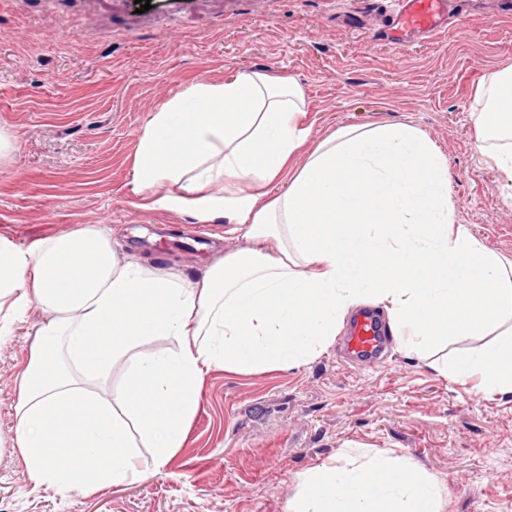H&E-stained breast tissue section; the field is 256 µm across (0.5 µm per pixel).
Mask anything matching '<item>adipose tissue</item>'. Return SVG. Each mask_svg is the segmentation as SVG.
I'll list each match as a JSON object with an SVG mask.
<instances>
[{"mask_svg": "<svg viewBox=\"0 0 512 512\" xmlns=\"http://www.w3.org/2000/svg\"><path fill=\"white\" fill-rule=\"evenodd\" d=\"M511 85L510 68L478 87L481 140ZM306 108L293 78L252 71L171 93L139 131L132 193L200 224L223 219L243 243L201 280L149 265L108 224L26 247L0 236V340L43 313L12 406L34 486L94 492L160 470L206 373L307 365L363 304L415 351L501 332L438 370L512 395V260L456 223L447 157L404 123L340 127L308 147ZM287 509L439 512V492L383 454L302 473Z\"/></svg>", "mask_w": 512, "mask_h": 512, "instance_id": "obj_1", "label": "adipose tissue"}]
</instances>
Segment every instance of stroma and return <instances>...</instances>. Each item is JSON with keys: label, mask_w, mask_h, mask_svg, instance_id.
Masks as SVG:
<instances>
[{"label": "stroma", "mask_w": 512, "mask_h": 512, "mask_svg": "<svg viewBox=\"0 0 512 512\" xmlns=\"http://www.w3.org/2000/svg\"><path fill=\"white\" fill-rule=\"evenodd\" d=\"M497 0H462L451 30L396 44L390 0H0V235L22 246L84 224L187 279L205 270L220 224L139 207L129 190L137 134L166 97L194 81L251 70L294 78L310 143L353 125L401 122L448 159L458 223L512 258V182L478 150L476 87L512 66V13L469 17ZM32 339L0 342V512H287L300 473L345 451L410 460L438 487L441 512H512V396L452 381L433 362L485 344L475 336L420 358L390 343L355 366L330 345L307 365L210 370L184 445L159 472L87 493L33 488L15 436V379Z\"/></svg>", "instance_id": "obj_1"}]
</instances>
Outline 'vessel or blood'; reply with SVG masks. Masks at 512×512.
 <instances>
[{
	"instance_id": "obj_1",
	"label": "vessel or blood",
	"mask_w": 512,
	"mask_h": 512,
	"mask_svg": "<svg viewBox=\"0 0 512 512\" xmlns=\"http://www.w3.org/2000/svg\"><path fill=\"white\" fill-rule=\"evenodd\" d=\"M456 7L457 0H395L390 24L394 40L445 30ZM388 337V329L379 315L372 309H362L350 321L341 353L356 363L379 362L386 351Z\"/></svg>"
}]
</instances>
